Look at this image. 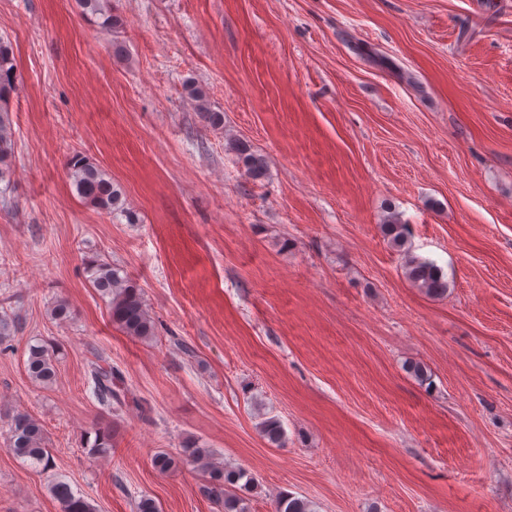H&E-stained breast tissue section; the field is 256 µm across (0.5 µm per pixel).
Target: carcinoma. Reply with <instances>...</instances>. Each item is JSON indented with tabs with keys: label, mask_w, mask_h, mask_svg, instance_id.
Instances as JSON below:
<instances>
[{
	"label": "carcinoma",
	"mask_w": 512,
	"mask_h": 512,
	"mask_svg": "<svg viewBox=\"0 0 512 512\" xmlns=\"http://www.w3.org/2000/svg\"><path fill=\"white\" fill-rule=\"evenodd\" d=\"M83 13L100 19V24L110 27L116 22L109 8V0H78ZM16 88V75L11 63L9 49L0 43V181L10 174L9 157L12 151L11 119L8 110L3 107ZM190 96L197 102L201 117L208 123L218 126L224 121V115L210 111L204 90L191 85ZM246 172L256 178L262 174L265 159L262 155L250 151L242 142L234 145ZM70 179L78 196L91 206L112 212L119 201L118 190L112 179L106 177L96 165L79 157L69 163ZM382 233L390 245L401 249L410 235L409 225L392 217L381 225ZM404 271L409 281L430 296H442L448 292V281L442 270L431 260L404 253ZM90 281L100 296L107 300L112 323L124 333L138 339L155 336L156 323L144 303L141 289L121 269L109 262L90 259L87 262ZM57 350L52 346L36 342L29 345L25 362L29 377L42 386H50L56 380ZM90 379L92 393L96 400L107 408L116 404H125L124 389L120 387L121 378L112 366L91 365ZM7 450L14 456L29 460L35 465L49 469L52 465L49 449L46 448L45 432L42 423L25 411L13 414L7 423ZM260 433L270 444L282 445L284 430L280 421L274 417L260 423ZM94 454L106 455L112 451V434L100 431L91 446ZM195 466L202 474L205 484L203 493L219 505L224 512H247L244 500L237 489L248 487L254 477L245 468L226 469L216 462L211 449L200 444L195 438L183 441L180 456L165 452L154 457L155 468L161 472L177 467L181 461ZM53 497L61 504L62 512H94V508L85 499L75 496L68 483L58 480L50 486ZM275 512H315L313 504L307 499L290 494L280 495L275 502Z\"/></svg>",
	"instance_id": "carcinoma-1"
}]
</instances>
